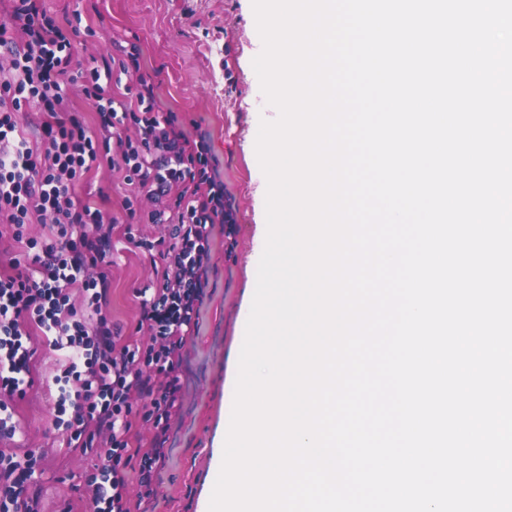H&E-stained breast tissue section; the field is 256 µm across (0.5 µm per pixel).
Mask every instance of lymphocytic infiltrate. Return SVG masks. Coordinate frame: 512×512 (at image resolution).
Listing matches in <instances>:
<instances>
[{
    "instance_id": "1",
    "label": "lymphocytic infiltrate",
    "mask_w": 512,
    "mask_h": 512,
    "mask_svg": "<svg viewBox=\"0 0 512 512\" xmlns=\"http://www.w3.org/2000/svg\"><path fill=\"white\" fill-rule=\"evenodd\" d=\"M112 73L80 67L68 26L36 6L10 0L0 23V225L10 240L0 253V438L13 437L15 403L35 384L33 330L56 351L59 366L53 424L66 445L97 449L84 476L91 512H130L120 470L134 416L165 433L180 389V350L198 326L212 252V229L224 221V182L205 135L189 139L172 112L154 107V90L139 79L135 100L114 96ZM83 82L100 118L90 130L68 105V84ZM45 116L38 139L20 128L22 112ZM120 173L133 196L155 208L154 224H169L157 287L137 290L148 342L117 346V331L103 311L111 214L79 205L77 183L91 169ZM48 225L40 239L29 224ZM161 383L140 414L133 390ZM33 453L0 449V512H41Z\"/></svg>"
}]
</instances>
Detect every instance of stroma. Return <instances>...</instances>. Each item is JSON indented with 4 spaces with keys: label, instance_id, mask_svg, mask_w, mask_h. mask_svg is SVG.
Listing matches in <instances>:
<instances>
[{
    "label": "stroma",
    "instance_id": "stroma-1",
    "mask_svg": "<svg viewBox=\"0 0 512 512\" xmlns=\"http://www.w3.org/2000/svg\"><path fill=\"white\" fill-rule=\"evenodd\" d=\"M49 13H81L77 54L82 62L106 67L127 61L122 93L138 91V77L151 80L163 111L176 113L187 135L205 131L224 176V192L235 203L232 235L214 228L215 248L200 313L198 334L181 349L180 397L162 444L164 460L153 474L154 494L140 499L143 452L150 448L149 425L134 421L128 435L124 470L132 512H199L210 498L219 469L216 447L229 425L235 378L257 282L260 257L255 237L266 221L265 176L255 143L261 118L272 107L253 68L262 40L252 0H39ZM135 58H128L129 48ZM80 204L112 212L110 268L104 311L119 328V344L143 340L137 332L140 308L135 289L155 279L147 243L167 236L164 224L123 221L127 187L105 169L91 170L77 184ZM136 242H129L128 233ZM52 398L47 388L29 394L16 407L17 448L44 452L43 473L35 484L45 512H91L82 492L83 475L94 454L64 448L63 435L50 425Z\"/></svg>",
    "mask_w": 512,
    "mask_h": 512
}]
</instances>
